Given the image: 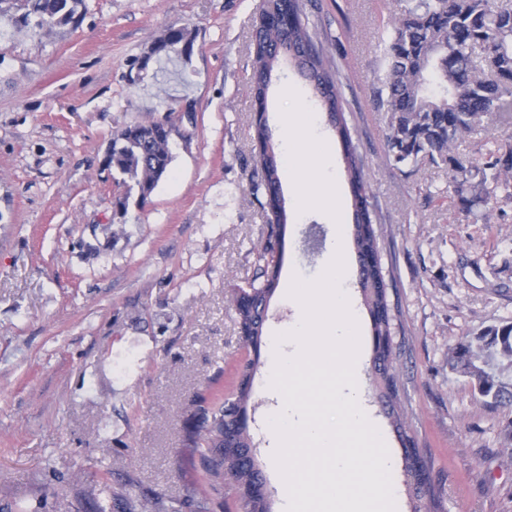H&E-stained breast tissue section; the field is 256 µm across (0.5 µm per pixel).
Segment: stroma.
Returning <instances> with one entry per match:
<instances>
[{"label": "stroma", "mask_w": 512, "mask_h": 512, "mask_svg": "<svg viewBox=\"0 0 512 512\" xmlns=\"http://www.w3.org/2000/svg\"><path fill=\"white\" fill-rule=\"evenodd\" d=\"M262 2L81 0L77 23L37 35L0 22V512H122L128 498L138 512H195V400L236 382L245 351L230 294L252 277L267 231L249 190ZM316 2L371 183L406 421L432 457L444 512H512V408L482 402L448 366L462 338L512 322V192L467 209L447 166L388 158L375 91L401 6ZM172 26L195 32L190 59L139 72ZM288 86L320 109L285 66L267 95L279 146ZM186 103L197 123L169 176L119 213L124 188L103 165L113 135ZM282 194L283 262L248 405L273 512H285L287 493L268 425L281 405L267 379L271 341L295 321L293 276H320L336 235L324 212L298 214L290 185ZM360 338L366 406L395 458L396 510L412 512L401 445L372 385L366 314Z\"/></svg>", "instance_id": "1"}]
</instances>
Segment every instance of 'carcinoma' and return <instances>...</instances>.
I'll return each mask as SVG.
<instances>
[{"label": "carcinoma", "mask_w": 512, "mask_h": 512, "mask_svg": "<svg viewBox=\"0 0 512 512\" xmlns=\"http://www.w3.org/2000/svg\"><path fill=\"white\" fill-rule=\"evenodd\" d=\"M80 0H0V15L16 13L17 22L34 29H52L76 22V4ZM512 0H409L392 23V31L384 46V69L378 77L377 111L385 113L388 155L397 162L426 160L448 166L450 178L456 182L478 178L479 193L474 202L487 205L495 198V190L512 183V139L497 144L484 162L456 153L465 137L490 128L512 116ZM196 36L186 27H169L157 39L162 44L156 61L168 60L175 54L184 60L191 57ZM320 39L314 21L302 0H272L258 16L253 39L254 70L252 95L264 92L268 78L277 71V50L286 44L292 58L298 61L307 81L323 79L330 88V125L346 120L342 83L336 77L333 58L318 46ZM164 122L152 117L136 121L112 138L104 165L122 176L126 195L118 200L127 207L130 197L138 203L148 200L158 183L165 178L175 158L177 140L185 137V124L196 125V114L186 120L163 115ZM253 140L264 141L267 151L256 158L250 190L265 193L269 185L281 183V161L266 127H253ZM345 171L353 203L368 201L371 185L356 146L343 147ZM287 216L267 218V235L257 252L256 271L247 281L254 294V306L235 309L238 326L249 330L262 344L265 315L261 304L274 289L272 238L279 228H286ZM348 237L356 254L379 250L371 212L353 209V222ZM359 285L371 318L375 336L391 335V321L378 316L388 304L387 292L374 282L367 270L359 277ZM495 360L496 374L483 371L473 381V388L484 399L495 404H512V323L491 325L479 336L464 337L452 350V369L471 376L466 358L482 360L486 355ZM373 381L385 413L400 444L414 441L407 425L397 392L394 357H372ZM250 390L237 385L233 398L217 402L205 396L196 401L199 440L205 444L201 460L205 470V486L198 504L199 512H209V503L223 497L224 477L233 480L243 512H271L268 498L249 493L259 479V472L246 463L250 453V435L224 441L229 426L228 403L245 405ZM414 500L413 512H437L438 501L429 490L410 483Z\"/></svg>", "instance_id": "cac0c4a2"}]
</instances>
